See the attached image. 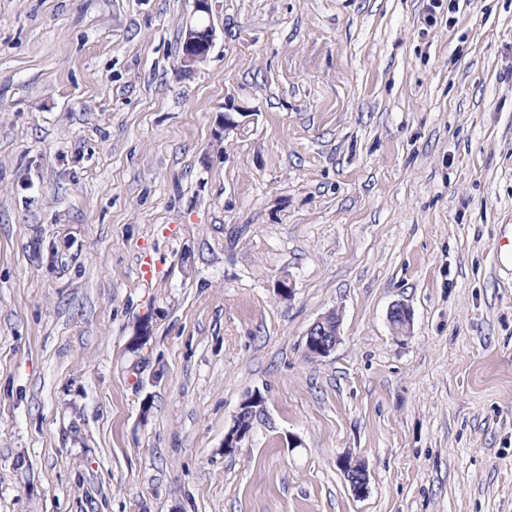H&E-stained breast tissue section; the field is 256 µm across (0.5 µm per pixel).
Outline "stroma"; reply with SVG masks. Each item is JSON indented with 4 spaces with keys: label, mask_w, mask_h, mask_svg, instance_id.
Wrapping results in <instances>:
<instances>
[{
    "label": "stroma",
    "mask_w": 512,
    "mask_h": 512,
    "mask_svg": "<svg viewBox=\"0 0 512 512\" xmlns=\"http://www.w3.org/2000/svg\"><path fill=\"white\" fill-rule=\"evenodd\" d=\"M211 9L0 0V512H512V0ZM211 1L195 0L196 12L202 13V15L186 25L180 57V62L184 67L191 68L204 62L213 47L215 31L210 20ZM252 113L253 112H249L243 107L235 106L233 103L225 104L222 123L224 135L231 131L240 130L243 128L247 122L250 121L248 118L252 115ZM240 118L244 119L240 120ZM339 325L338 314L329 312L310 326L305 340V351L309 358H325L335 350L339 342ZM263 401L259 393L254 392L249 395L239 407L233 426L224 434V452L225 454H232L237 448H240L243 442L249 438L253 420L257 414L263 411ZM248 412V418L242 419V414ZM247 426H244V425ZM338 466L349 482L357 497H363L368 492V473L366 466L360 461H353L349 456L339 460Z\"/></svg>",
    "instance_id": "obj_1"
}]
</instances>
